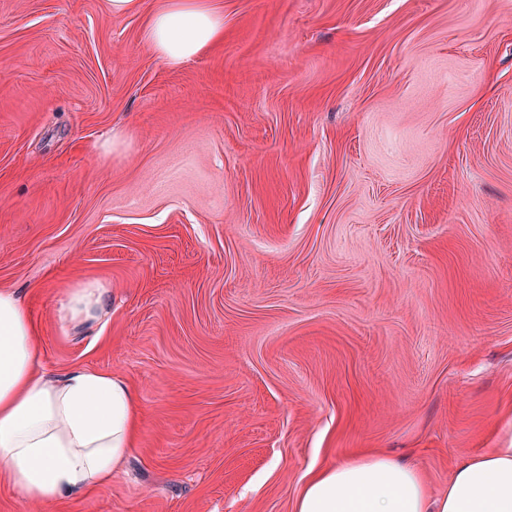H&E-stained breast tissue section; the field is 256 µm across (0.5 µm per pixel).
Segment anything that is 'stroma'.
<instances>
[{"instance_id":"35a3bbf8","label":"stroma","mask_w":512,"mask_h":512,"mask_svg":"<svg viewBox=\"0 0 512 512\" xmlns=\"http://www.w3.org/2000/svg\"><path fill=\"white\" fill-rule=\"evenodd\" d=\"M106 0H0V287L133 388L109 485L0 512H293L370 450L512 446V0H224L171 65ZM107 315L60 321L66 288Z\"/></svg>"}]
</instances>
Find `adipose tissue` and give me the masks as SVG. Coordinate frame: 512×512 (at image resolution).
<instances>
[{"label":"adipose tissue","mask_w":512,"mask_h":512,"mask_svg":"<svg viewBox=\"0 0 512 512\" xmlns=\"http://www.w3.org/2000/svg\"><path fill=\"white\" fill-rule=\"evenodd\" d=\"M143 40L179 65L224 39L222 0H159ZM106 291L65 289L60 318L102 314ZM137 398L120 376L73 369L50 374L32 318L13 289L0 288V476L25 499L54 506L109 484L140 437ZM293 512H512V447L460 459L447 492L432 494L418 468L377 452L306 472Z\"/></svg>","instance_id":"ef3b65f1"}]
</instances>
